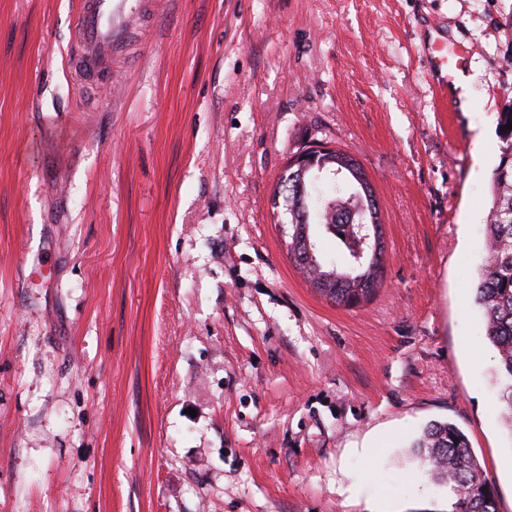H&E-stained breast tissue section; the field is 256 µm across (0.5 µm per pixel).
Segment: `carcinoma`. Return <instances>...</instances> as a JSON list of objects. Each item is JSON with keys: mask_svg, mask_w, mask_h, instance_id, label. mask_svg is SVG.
<instances>
[{"mask_svg": "<svg viewBox=\"0 0 512 512\" xmlns=\"http://www.w3.org/2000/svg\"><path fill=\"white\" fill-rule=\"evenodd\" d=\"M512 111L503 112L500 126L503 142L499 163L491 175L492 204L486 224L487 253L475 288L474 303L485 320L486 338L498 353L496 377L500 384L503 423L512 437ZM317 165L331 170L345 166V177L312 182L294 177L281 183L282 213L277 217L288 225V254L307 276L313 288L339 305L357 306L369 299L383 284V260L372 258L370 247L356 259L343 237L336 234L339 248L336 257L324 259L319 254L302 256V240L328 233L327 225L336 224L341 215L356 211L352 234L361 233L362 224H379V208L363 201L354 189L365 172L349 155L335 150L317 159ZM416 460L429 477L450 489L455 497L452 512H496L494 492L483 468L471 452L469 441L456 424L435 422L423 430L412 444Z\"/></svg>", "mask_w": 512, "mask_h": 512, "instance_id": "carcinoma-1", "label": "carcinoma"}]
</instances>
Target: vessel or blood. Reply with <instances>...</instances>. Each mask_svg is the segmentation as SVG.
<instances>
[{
    "mask_svg": "<svg viewBox=\"0 0 512 512\" xmlns=\"http://www.w3.org/2000/svg\"><path fill=\"white\" fill-rule=\"evenodd\" d=\"M122 0H82L75 20L76 52L73 68L85 85L107 82L116 44L117 27H131Z\"/></svg>",
    "mask_w": 512,
    "mask_h": 512,
    "instance_id": "vessel-or-blood-1",
    "label": "vessel or blood"
}]
</instances>
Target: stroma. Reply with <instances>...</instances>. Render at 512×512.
Returning a JSON list of instances; mask_svg holds the SVG:
<instances>
[{"mask_svg":"<svg viewBox=\"0 0 512 512\" xmlns=\"http://www.w3.org/2000/svg\"><path fill=\"white\" fill-rule=\"evenodd\" d=\"M80 2L0 0V512H450L408 456L434 420L512 512L473 302L512 0H129L97 86L69 67ZM433 42L465 48L468 108ZM314 142L382 207L358 307L272 218Z\"/></svg>","mask_w":512,"mask_h":512,"instance_id":"stroma-1","label":"stroma"}]
</instances>
